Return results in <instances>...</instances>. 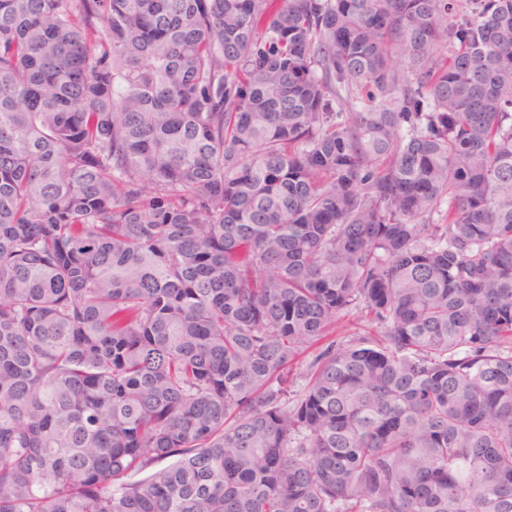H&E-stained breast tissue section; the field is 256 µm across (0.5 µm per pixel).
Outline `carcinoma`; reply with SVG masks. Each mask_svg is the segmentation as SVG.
I'll return each mask as SVG.
<instances>
[{"label": "carcinoma", "instance_id": "obj_1", "mask_svg": "<svg viewBox=\"0 0 512 512\" xmlns=\"http://www.w3.org/2000/svg\"><path fill=\"white\" fill-rule=\"evenodd\" d=\"M0 512H512V0H0Z\"/></svg>", "mask_w": 512, "mask_h": 512}]
</instances>
